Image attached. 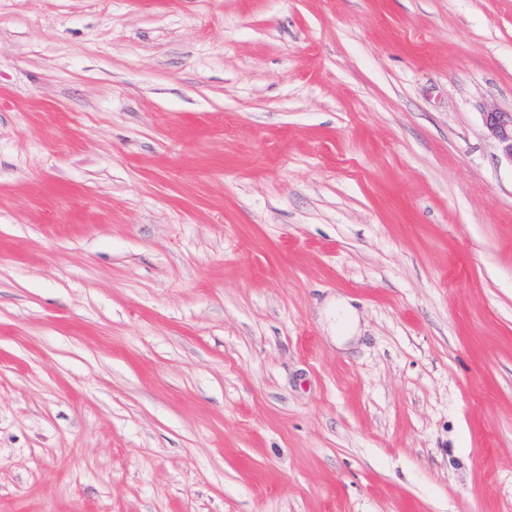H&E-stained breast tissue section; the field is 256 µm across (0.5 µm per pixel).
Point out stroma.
I'll return each mask as SVG.
<instances>
[{
    "label": "stroma",
    "mask_w": 512,
    "mask_h": 512,
    "mask_svg": "<svg viewBox=\"0 0 512 512\" xmlns=\"http://www.w3.org/2000/svg\"><path fill=\"white\" fill-rule=\"evenodd\" d=\"M512 0H0V512H512ZM488 134L496 141L501 158L512 165V110L490 108L482 114Z\"/></svg>",
    "instance_id": "35a3bbf8"
}]
</instances>
